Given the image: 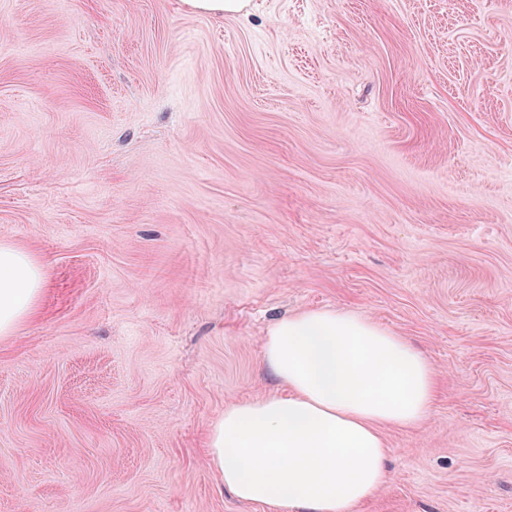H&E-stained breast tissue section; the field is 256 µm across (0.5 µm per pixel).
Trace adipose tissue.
<instances>
[{
    "label": "adipose tissue",
    "instance_id": "adipose-tissue-1",
    "mask_svg": "<svg viewBox=\"0 0 512 512\" xmlns=\"http://www.w3.org/2000/svg\"><path fill=\"white\" fill-rule=\"evenodd\" d=\"M45 266L0 243V338L38 311ZM264 365L279 393L229 405L205 438L228 492L289 512H349L386 478L382 426L413 428L436 396L435 371L406 339L354 311L275 320Z\"/></svg>",
    "mask_w": 512,
    "mask_h": 512
}]
</instances>
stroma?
I'll return each instance as SVG.
<instances>
[{
	"instance_id": "stroma-1",
	"label": "stroma",
	"mask_w": 512,
	"mask_h": 512,
	"mask_svg": "<svg viewBox=\"0 0 512 512\" xmlns=\"http://www.w3.org/2000/svg\"><path fill=\"white\" fill-rule=\"evenodd\" d=\"M2 241L0 512H272L204 438L314 308L439 381L354 512H512V0H0ZM181 3L189 11L215 19H223L224 15L245 16L249 6V0H182ZM45 266L26 248L0 243V338L13 335L38 311Z\"/></svg>"
}]
</instances>
